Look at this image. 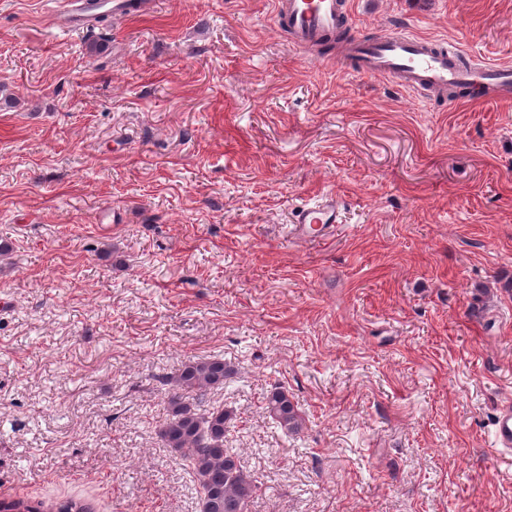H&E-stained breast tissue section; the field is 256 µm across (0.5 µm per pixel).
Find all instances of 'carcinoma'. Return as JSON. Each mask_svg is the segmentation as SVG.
Here are the masks:
<instances>
[{"mask_svg":"<svg viewBox=\"0 0 512 512\" xmlns=\"http://www.w3.org/2000/svg\"><path fill=\"white\" fill-rule=\"evenodd\" d=\"M233 369L220 359L189 360L174 375L163 379L171 395L159 429L164 446L178 452L197 476L201 512H248L259 486L240 463L233 448L224 447V436L236 418L229 407L199 412L185 395L203 396L227 386ZM265 409L287 434L299 433L305 420L288 391L274 387L266 394Z\"/></svg>","mask_w":512,"mask_h":512,"instance_id":"carcinoma-1","label":"carcinoma"}]
</instances>
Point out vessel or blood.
<instances>
[{
  "label": "vessel or blood",
  "mask_w": 512,
  "mask_h": 512,
  "mask_svg": "<svg viewBox=\"0 0 512 512\" xmlns=\"http://www.w3.org/2000/svg\"><path fill=\"white\" fill-rule=\"evenodd\" d=\"M350 0H273V24L287 34L291 46L312 50L323 36H336L352 26ZM344 56L351 68L367 78L387 74L397 77L401 90L412 95H447L449 90L488 88L512 94V64L461 65L453 55H464L463 46L448 48L445 41L408 31H384L365 40L352 37L345 42ZM338 219L335 195L323 196L316 204L301 208L295 216L294 233L304 240L329 234ZM493 439L496 448L512 454V397L504 396L497 406Z\"/></svg>",
  "instance_id": "vessel-or-blood-1"
}]
</instances>
